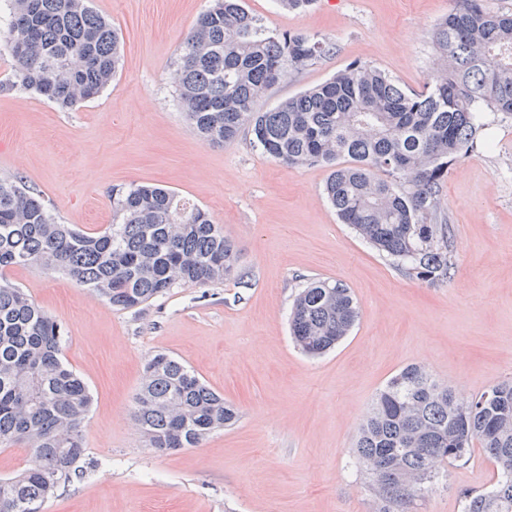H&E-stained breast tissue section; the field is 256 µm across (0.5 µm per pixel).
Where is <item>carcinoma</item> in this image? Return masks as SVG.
I'll use <instances>...</instances> for the list:
<instances>
[{"mask_svg":"<svg viewBox=\"0 0 512 512\" xmlns=\"http://www.w3.org/2000/svg\"><path fill=\"white\" fill-rule=\"evenodd\" d=\"M181 47L172 73L181 112L209 144L242 127L273 160L330 168L324 194L350 225L409 277L431 284L453 275L455 249L442 208L448 162L484 146L480 115L512 118V13L481 0H454L433 43L440 68L421 90L353 65L260 111L256 102L288 75L330 51L303 33L264 29L240 0H214ZM7 42L13 87L64 110L97 97L117 73L120 38L90 0H13ZM237 249L201 208L166 189L112 188V224L85 232L59 224L19 176L0 177V447L24 444L27 466L0 478V512H29L80 473L82 427L92 405L85 382L63 358L64 328L8 281L15 266L61 271L120 309L136 308L176 285L232 276ZM358 318L349 288L311 280L296 296L290 332L310 355L336 346ZM133 420L151 447L199 445L237 420L235 407L182 362L147 363ZM494 463L483 493L463 495V512H512V380L459 398L420 365L379 392L359 428L357 456L370 475L374 512H408L450 461L474 445Z\"/></svg>","mask_w":512,"mask_h":512,"instance_id":"obj_1","label":"carcinoma"}]
</instances>
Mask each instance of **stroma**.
<instances>
[{"instance_id":"obj_1","label":"stroma","mask_w":512,"mask_h":512,"mask_svg":"<svg viewBox=\"0 0 512 512\" xmlns=\"http://www.w3.org/2000/svg\"><path fill=\"white\" fill-rule=\"evenodd\" d=\"M116 28L121 68L96 98L63 111L4 90L0 57V176L18 174L55 220L93 232L112 221V189L156 184L193 200L238 252L237 276L175 287L120 310L71 278L17 267L8 279L65 328L63 355L93 405L80 477L58 485L42 512H374L354 457L378 392L403 367L425 366L461 398L512 378V118L484 113L482 148L448 164L443 206L454 274L430 284L403 275L338 221L322 165L286 167L249 130L205 143L180 111L171 65L210 0H92ZM268 30L330 44L260 99L266 110L352 65L419 90L437 57L433 31L453 0H314L304 11L244 0ZM341 282L359 318L336 348L312 358L288 318L309 280ZM163 352L239 410L200 446L162 453L132 411L144 366ZM495 478L482 448L446 474L414 512H462V493Z\"/></svg>"}]
</instances>
